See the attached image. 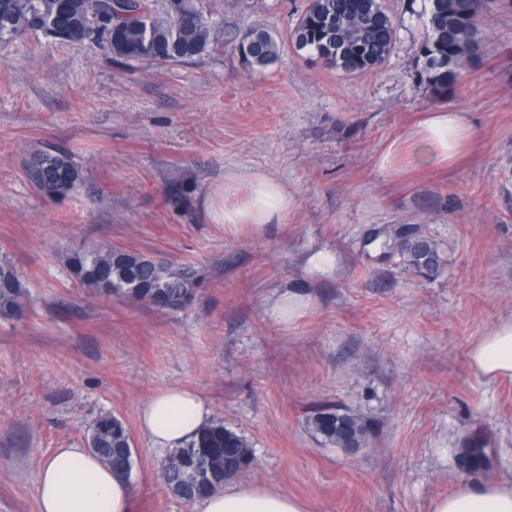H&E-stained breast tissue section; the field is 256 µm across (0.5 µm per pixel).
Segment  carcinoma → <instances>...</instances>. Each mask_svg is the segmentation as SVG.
<instances>
[{
	"label": "carcinoma",
	"instance_id": "cac0c4a2",
	"mask_svg": "<svg viewBox=\"0 0 512 512\" xmlns=\"http://www.w3.org/2000/svg\"><path fill=\"white\" fill-rule=\"evenodd\" d=\"M307 0L304 12L286 35L264 28L239 33L235 47L251 69L274 63L285 45L324 66L346 75L370 72L392 52L396 34L384 0ZM426 32L417 45L418 78L431 92L443 96L460 81L465 66L480 56L483 15L512 0H428ZM215 0H0V52L27 32L50 27L65 43L104 42L112 55L145 65L184 63L201 57L217 34L213 21ZM27 182L47 196L78 191L82 170L65 149L46 142L26 161ZM410 233L394 224L372 235L383 257L396 260L413 272H437L441 257L437 243L422 225ZM74 278L86 288L108 283L106 296L144 303L160 310L179 311L194 300L199 281L187 266L176 268L167 260L117 249L110 245L77 249L66 258ZM32 303L21 275L8 257H0V319L22 322ZM322 440L338 448H360L368 429L363 418L346 410L324 406L310 420ZM87 446L103 464L120 476L133 466L131 437L125 424L104 413L94 421ZM456 465L477 474L489 466L484 443L474 437L458 449ZM254 455L249 440L214 419L193 439L167 455L161 469L163 483L178 497L195 502L224 487V482L251 467Z\"/></svg>",
	"mask_w": 512,
	"mask_h": 512
}]
</instances>
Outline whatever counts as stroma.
Instances as JSON below:
<instances>
[{"label":"stroma","mask_w":512,"mask_h":512,"mask_svg":"<svg viewBox=\"0 0 512 512\" xmlns=\"http://www.w3.org/2000/svg\"><path fill=\"white\" fill-rule=\"evenodd\" d=\"M427 0H385L394 48L348 76L284 47L247 67L236 33L286 34L306 0H224L220 39L200 58L128 64L103 44L29 36L0 52V252L34 311L0 319V512H39L43 462L83 448L101 413L132 438L133 512H197L157 474L163 455L139 415L172 386L250 441L238 482L267 483L313 512H430L460 478L453 451L481 435L485 481H512V380H489L468 350L512 318V8L491 15L486 49L454 89L417 77ZM464 112L476 132L448 169H383L428 113ZM82 169L79 196L43 197L23 165L44 142ZM265 174L292 200L286 224L228 236L202 201ZM419 224L442 265L419 277L382 260L373 228ZM112 245L198 270L193 304L168 312L101 296L67 253ZM319 252L336 257L311 270ZM289 290L310 308L278 323ZM332 404L363 417L366 443L325 444L309 419ZM310 304V298L304 293L288 291L280 294L270 303L268 314L275 321H289L300 315Z\"/></svg>","instance_id":"obj_1"}]
</instances>
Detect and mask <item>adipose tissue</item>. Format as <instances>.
Here are the masks:
<instances>
[{
    "label": "adipose tissue",
    "instance_id": "obj_1",
    "mask_svg": "<svg viewBox=\"0 0 512 512\" xmlns=\"http://www.w3.org/2000/svg\"><path fill=\"white\" fill-rule=\"evenodd\" d=\"M474 132L461 112H433L418 122L407 142L391 147L383 168L407 160L416 164H454ZM203 205L212 223L225 231L261 232L284 224L290 206L287 188L262 174L209 193ZM468 357L475 371L490 380L512 379V319L474 342ZM210 420L204 399L195 391L172 387L147 401L140 428L153 448L166 451L190 440ZM39 512H131L134 491L127 478L114 474L93 453L61 448L42 465L37 486ZM198 512H310L307 501L263 485L229 483L198 503ZM430 512H512L511 483L459 480L448 496L433 501Z\"/></svg>",
    "mask_w": 512,
    "mask_h": 512
}]
</instances>
